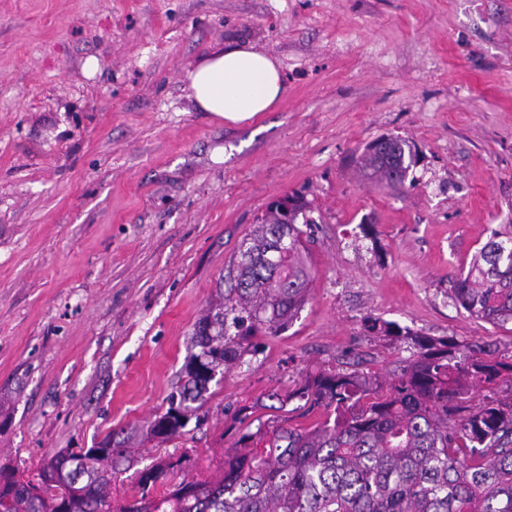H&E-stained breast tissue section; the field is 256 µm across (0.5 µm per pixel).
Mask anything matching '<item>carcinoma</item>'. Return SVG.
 Wrapping results in <instances>:
<instances>
[{"label": "carcinoma", "mask_w": 512, "mask_h": 512, "mask_svg": "<svg viewBox=\"0 0 512 512\" xmlns=\"http://www.w3.org/2000/svg\"><path fill=\"white\" fill-rule=\"evenodd\" d=\"M406 147L394 138L375 142L365 167L399 185L414 163ZM288 201L292 223L268 208L227 269V294L195 324L187 381L155 420L154 436L182 434L187 402L202 400L215 368L240 364L251 337L286 329L304 305L312 279L296 222L314 220L302 198ZM452 292L470 316L512 322L511 223L482 245ZM368 329L401 338L410 356L386 376L370 369L317 374L288 399L303 401L301 416L321 409L326 418L308 427L274 420L261 450L253 442L262 430L242 434L214 480L184 479L154 496L175 464L150 463L139 470L140 498L118 512H512V397L470 398L478 385L512 373V362L489 347L462 350L393 322L374 320ZM125 465H134L131 450L109 440L57 452L32 479L9 481L0 512H112V479ZM49 466L63 471L71 491L33 494Z\"/></svg>", "instance_id": "1"}]
</instances>
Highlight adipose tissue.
Wrapping results in <instances>:
<instances>
[{
	"label": "adipose tissue",
	"instance_id": "ef3b65f1",
	"mask_svg": "<svg viewBox=\"0 0 512 512\" xmlns=\"http://www.w3.org/2000/svg\"><path fill=\"white\" fill-rule=\"evenodd\" d=\"M186 77L196 109L230 124L273 110L285 90L279 60L249 43L214 48Z\"/></svg>",
	"mask_w": 512,
	"mask_h": 512
}]
</instances>
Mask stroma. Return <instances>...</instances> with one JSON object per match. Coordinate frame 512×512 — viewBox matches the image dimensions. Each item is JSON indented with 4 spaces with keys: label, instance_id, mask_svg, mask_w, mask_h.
I'll list each match as a JSON object with an SVG mask.
<instances>
[{
    "label": "stroma",
    "instance_id": "stroma-1",
    "mask_svg": "<svg viewBox=\"0 0 512 512\" xmlns=\"http://www.w3.org/2000/svg\"><path fill=\"white\" fill-rule=\"evenodd\" d=\"M238 42L280 61L285 91L230 125L186 72ZM382 137L418 154L403 186L361 167ZM293 194L313 218L306 303L160 441L195 322ZM511 218L512 0H0V465L126 435L174 481L221 475L257 430L242 408L287 416L345 355L392 369L406 346L371 320L512 359V323L452 299Z\"/></svg>",
    "mask_w": 512,
    "mask_h": 512
}]
</instances>
